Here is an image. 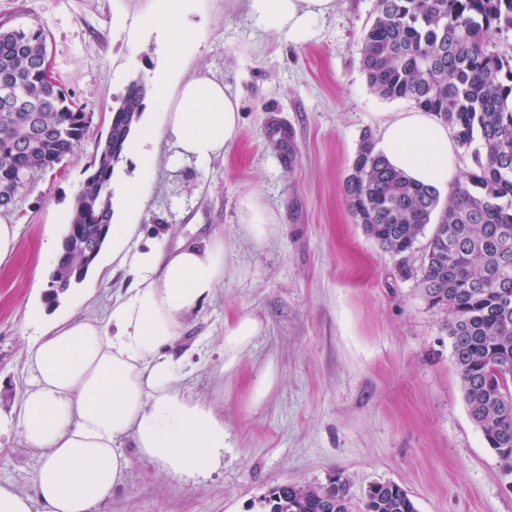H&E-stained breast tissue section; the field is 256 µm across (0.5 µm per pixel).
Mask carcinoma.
<instances>
[{
	"label": "carcinoma",
	"mask_w": 512,
	"mask_h": 512,
	"mask_svg": "<svg viewBox=\"0 0 512 512\" xmlns=\"http://www.w3.org/2000/svg\"><path fill=\"white\" fill-rule=\"evenodd\" d=\"M512 31V0H376L362 35V70L384 100L431 112L472 150L473 167L446 201L433 187L389 165L363 134L343 182L366 235L396 254L413 250L433 226L419 285L445 315L464 399L475 425L512 472V57L493 36ZM46 30L0 24V209L30 177L54 168L84 139L88 117L46 76ZM144 80L112 108L105 142L73 206L48 298L79 283L101 251L112 220L107 192L145 109ZM256 512H352L346 479L284 484L253 503ZM362 512H417L395 483H375Z\"/></svg>",
	"instance_id": "1"
}]
</instances>
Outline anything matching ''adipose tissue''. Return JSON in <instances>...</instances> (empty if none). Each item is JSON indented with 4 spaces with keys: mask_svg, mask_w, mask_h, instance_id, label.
Segmentation results:
<instances>
[{
    "mask_svg": "<svg viewBox=\"0 0 512 512\" xmlns=\"http://www.w3.org/2000/svg\"><path fill=\"white\" fill-rule=\"evenodd\" d=\"M335 0H249L265 31L295 44L317 37L315 22ZM171 165L207 164L239 135L238 100L223 83L197 77L182 84L168 115ZM377 148L414 181L445 189L457 175L448 128L428 112H395L380 128ZM227 247L183 243L167 252L149 244L122 256L132 280L107 322L73 315L26 348L30 384L15 428L42 462L33 495L0 486V512H98L120 486L127 459L119 441L168 473H203L224 447V422L183 392L173 350L182 321L224 280Z\"/></svg>",
    "mask_w": 512,
    "mask_h": 512,
    "instance_id": "obj_1",
    "label": "adipose tissue"
}]
</instances>
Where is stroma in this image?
Masks as SVG:
<instances>
[{
  "label": "stroma",
  "instance_id": "35a3bbf8",
  "mask_svg": "<svg viewBox=\"0 0 512 512\" xmlns=\"http://www.w3.org/2000/svg\"><path fill=\"white\" fill-rule=\"evenodd\" d=\"M158 0H0V22L37 24L48 33L52 75L90 118L75 153L21 188L6 218L19 247L0 266V485L32 494L41 464L12 425L30 378V338L66 313L106 318L122 285L92 274L48 300L74 199L90 175L111 111L137 78L154 82L168 49L151 17ZM375 0H335L303 45L264 31L247 0H187L181 24L192 34L170 86L213 78L238 97L241 128L222 157L198 166L168 164L172 137L164 103L147 98L141 118L157 138L151 167L133 154L113 185L139 181L137 216L113 207L112 221L134 223L127 250L151 242L223 237L224 281L183 322L176 355L186 357L180 386L224 421V454L207 477L164 472L132 440L123 482L99 512H251L268 489L318 485L337 473L353 504L377 482L405 488L418 512H512L505 474L472 421L442 316L401 256L369 238L351 214L343 181L363 134L378 137L390 112H410L368 87L361 35ZM257 196L274 217L255 241L242 201ZM44 279L33 285L34 270ZM257 319L261 329L235 354L224 349V322Z\"/></svg>",
  "mask_w": 512,
  "mask_h": 512
}]
</instances>
